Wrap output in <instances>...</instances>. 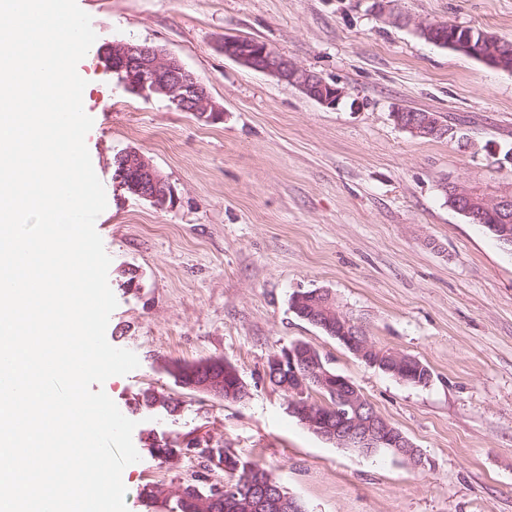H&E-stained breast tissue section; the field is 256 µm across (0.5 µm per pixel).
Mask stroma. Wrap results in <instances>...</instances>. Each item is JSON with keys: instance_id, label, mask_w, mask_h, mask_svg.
I'll list each match as a JSON object with an SVG mask.
<instances>
[{"instance_id": "obj_1", "label": "stroma", "mask_w": 512, "mask_h": 512, "mask_svg": "<svg viewBox=\"0 0 512 512\" xmlns=\"http://www.w3.org/2000/svg\"><path fill=\"white\" fill-rule=\"evenodd\" d=\"M98 33L79 62L86 137L107 207L95 228L117 300L106 338L139 367L107 379L134 420L128 512H166L198 469L191 441L265 467L305 512H512V250L449 208L453 181L512 183V74L428 43L422 23L476 27L512 41V0H77ZM250 38L344 88L333 108L224 51ZM150 43L177 56L224 111L208 123L125 89L102 51ZM438 113L455 139L400 129L392 111ZM150 157L173 189L158 206L121 189L115 154ZM326 289L377 347L418 358L407 384L297 317L290 297ZM316 348L428 463L328 443L288 410L267 362ZM221 358L243 401L178 382L169 367ZM169 400L172 411L144 405ZM172 448L169 460L150 453Z\"/></svg>"}]
</instances>
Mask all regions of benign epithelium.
I'll list each match as a JSON object with an SVG mask.
<instances>
[{"label": "benign epithelium", "mask_w": 512, "mask_h": 512, "mask_svg": "<svg viewBox=\"0 0 512 512\" xmlns=\"http://www.w3.org/2000/svg\"><path fill=\"white\" fill-rule=\"evenodd\" d=\"M419 34L433 44H444L456 52L473 56V42L465 39L433 38L443 25L426 23L418 26ZM480 59L487 66L512 73V48L499 38L489 35L480 43ZM224 52L243 66L273 76L297 87L304 95L323 106L333 108L345 95V90L327 83L317 74L299 67L288 56L269 48L265 43L234 38L224 40ZM113 72L127 86L124 72H139V81L134 92L145 97H163L175 110L190 112L197 118L215 123L223 119V109L215 104L207 87L182 64L180 59L163 48L147 43H115L112 45ZM408 109L398 107L393 118L403 130L420 137H446L454 128L444 123L435 112L421 111L412 116ZM119 159L126 170L143 174V180L123 185L136 195L166 204L171 198L172 187L157 170L152 161L142 153L129 150ZM447 195L451 208L471 217L489 213L498 218L506 228L504 237H509L512 223V185H502L488 193L457 182H448L441 187ZM322 296L319 305L328 308L336 317L335 339L349 352L368 365L382 368L401 381L413 374H420L422 362L407 354L387 351L373 345L365 336L362 326L335 308V299L328 290H318ZM236 377L237 392L229 399L243 401L249 396L247 384L239 377L235 367L224 360H211L202 364L189 376L185 386L211 396L224 397V375ZM267 374L280 376V388L292 395L289 412L321 439L343 448H355L371 456L384 449L415 468L425 467L421 451L398 428L383 418L360 392L354 382L341 374L327 369V361L319 351L304 342H297L282 354L270 358ZM336 389L342 394V409L336 414V422L317 412L304 401L312 391ZM244 506L249 509H274L276 512H296L297 501L280 487L262 483L255 486Z\"/></svg>", "instance_id": "benign-epithelium-1"}]
</instances>
